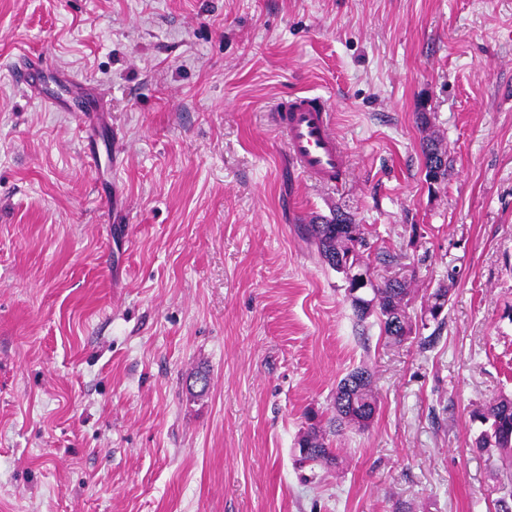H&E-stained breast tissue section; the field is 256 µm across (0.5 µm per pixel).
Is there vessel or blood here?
<instances>
[{
    "instance_id": "1",
    "label": "vessel or blood",
    "mask_w": 512,
    "mask_h": 512,
    "mask_svg": "<svg viewBox=\"0 0 512 512\" xmlns=\"http://www.w3.org/2000/svg\"><path fill=\"white\" fill-rule=\"evenodd\" d=\"M23 85L40 101L62 111L79 110L87 93L72 74L53 68L46 56L26 59L20 71ZM54 91H47V83ZM274 120L285 132L288 153L303 177L324 185L341 184L350 169V155L334 131L333 115L319 97L300 95L278 106Z\"/></svg>"
}]
</instances>
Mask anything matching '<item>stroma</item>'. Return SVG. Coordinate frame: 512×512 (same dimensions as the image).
Segmentation results:
<instances>
[{
    "label": "stroma",
    "instance_id": "stroma-1",
    "mask_svg": "<svg viewBox=\"0 0 512 512\" xmlns=\"http://www.w3.org/2000/svg\"><path fill=\"white\" fill-rule=\"evenodd\" d=\"M38 53L100 128L18 82ZM302 93L335 104L342 188L301 176L271 123ZM338 208L391 255L375 274L412 282L403 343L357 322L304 233ZM358 366L371 425L298 469L306 412L329 420ZM500 397L512 0H0V512H491L512 463L477 450L471 413Z\"/></svg>",
    "mask_w": 512,
    "mask_h": 512
}]
</instances>
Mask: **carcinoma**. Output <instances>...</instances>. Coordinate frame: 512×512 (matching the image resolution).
Segmentation results:
<instances>
[{
	"label": "carcinoma",
	"instance_id": "cac0c4a2",
	"mask_svg": "<svg viewBox=\"0 0 512 512\" xmlns=\"http://www.w3.org/2000/svg\"><path fill=\"white\" fill-rule=\"evenodd\" d=\"M441 160L440 180L449 175L448 151L439 146L435 139L422 143L423 157L429 154ZM305 233L316 246L323 263L332 270L339 271L338 260L347 258L354 246L366 247V240L361 225L356 223L353 215L343 217L337 222V215H314L305 225ZM410 282L395 279L387 280L374 289L373 296L363 304L352 303L358 320L364 321L375 316L381 333L395 343L408 339L411 328L406 320L404 300L410 294ZM335 412L331 422L336 429L351 428L364 430L370 426L377 410V400L373 390V376L365 368H355L343 376L336 384L333 400ZM472 419L483 426L475 441L481 451H498L512 458V399L501 397L488 403L482 409L472 412ZM311 421L307 430L299 437L297 445L308 449V453L299 456V462L329 464L336 460L335 449L325 442L317 424Z\"/></svg>",
	"mask_w": 512,
	"mask_h": 512
}]
</instances>
